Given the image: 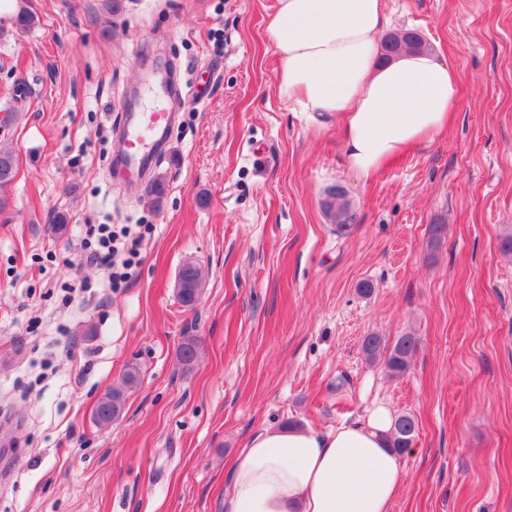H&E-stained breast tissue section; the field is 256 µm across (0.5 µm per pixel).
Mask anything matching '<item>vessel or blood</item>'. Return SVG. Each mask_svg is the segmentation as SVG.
<instances>
[{
    "mask_svg": "<svg viewBox=\"0 0 512 512\" xmlns=\"http://www.w3.org/2000/svg\"><path fill=\"white\" fill-rule=\"evenodd\" d=\"M172 114L161 108L152 112H130L125 119L124 165L131 177L142 179V164L156 151L164 132L171 124Z\"/></svg>",
    "mask_w": 512,
    "mask_h": 512,
    "instance_id": "1",
    "label": "vessel or blood"
}]
</instances>
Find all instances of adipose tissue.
I'll use <instances>...</instances> for the list:
<instances>
[{
	"mask_svg": "<svg viewBox=\"0 0 512 512\" xmlns=\"http://www.w3.org/2000/svg\"><path fill=\"white\" fill-rule=\"evenodd\" d=\"M383 0H278L267 37L278 89L300 111L341 119L349 168L370 176L444 128L454 69L427 51L379 61ZM388 410L320 433L271 427L235 460L224 512H390L402 480Z\"/></svg>",
	"mask_w": 512,
	"mask_h": 512,
	"instance_id": "obj_1",
	"label": "adipose tissue"
}]
</instances>
